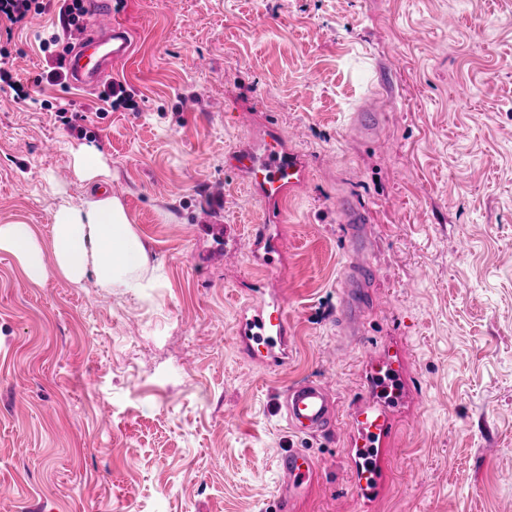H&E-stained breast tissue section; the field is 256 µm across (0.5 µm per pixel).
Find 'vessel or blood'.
I'll list each match as a JSON object with an SVG mask.
<instances>
[{"instance_id": "1", "label": "vessel or blood", "mask_w": 512, "mask_h": 512, "mask_svg": "<svg viewBox=\"0 0 512 512\" xmlns=\"http://www.w3.org/2000/svg\"><path fill=\"white\" fill-rule=\"evenodd\" d=\"M89 8L99 22L66 57L71 84L83 89L98 88L111 76L113 62L130 54L125 30L112 22L109 0H90ZM228 160L234 169L241 171L251 188L259 191L272 213L279 211L285 199L305 183L307 166L303 156L275 133L269 135L266 145L261 148L236 147ZM340 212L349 251H364L370 233L364 214L348 204L342 205ZM249 248L251 253L262 254L267 269L278 266L281 251L277 239L258 233L251 239ZM371 273L369 265L362 263L349 268L341 281L337 317L356 333L363 327L365 305L362 295ZM241 323L245 336L266 344L271 365L280 367L285 364L288 319L282 306L270 310L260 306L244 307ZM365 363L370 375L347 421L348 459L356 495L370 500L378 497L383 488L385 470L382 458L410 387L407 382L408 366L402 359L370 351L365 356ZM279 409L290 429L313 436L332 428L337 404L323 383L307 379L288 387ZM276 468L281 479L280 502L284 505L306 494L319 476L316 456L304 448L285 450L278 458Z\"/></svg>"}]
</instances>
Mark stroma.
I'll use <instances>...</instances> for the list:
<instances>
[{
  "label": "stroma",
  "mask_w": 512,
  "mask_h": 512,
  "mask_svg": "<svg viewBox=\"0 0 512 512\" xmlns=\"http://www.w3.org/2000/svg\"><path fill=\"white\" fill-rule=\"evenodd\" d=\"M168 2L112 0L131 40L112 66L129 109L44 81V42L82 39L63 0L0 44L13 81L0 224L49 235L60 201L99 190L74 170L94 145L164 283L149 302L91 280L36 284L0 251V512H280L286 448L321 463L295 512H512V0ZM253 121L309 168L270 220L278 272L228 243L265 216L225 160ZM346 200L374 240L358 343L336 324ZM276 293L291 335L269 368L235 328ZM391 344L414 417L397 422L388 486L366 504L342 426L363 350ZM314 378L339 427L311 437L277 402Z\"/></svg>",
  "instance_id": "35a3bbf8"
}]
</instances>
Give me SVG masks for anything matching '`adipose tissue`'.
I'll return each instance as SVG.
<instances>
[{
    "label": "adipose tissue",
    "instance_id": "obj_1",
    "mask_svg": "<svg viewBox=\"0 0 512 512\" xmlns=\"http://www.w3.org/2000/svg\"><path fill=\"white\" fill-rule=\"evenodd\" d=\"M0 251L14 256L34 283L59 277L80 285L91 279L98 287L140 296L159 286L124 203L99 193L78 206L59 203L46 238L31 224H0Z\"/></svg>",
    "mask_w": 512,
    "mask_h": 512
}]
</instances>
